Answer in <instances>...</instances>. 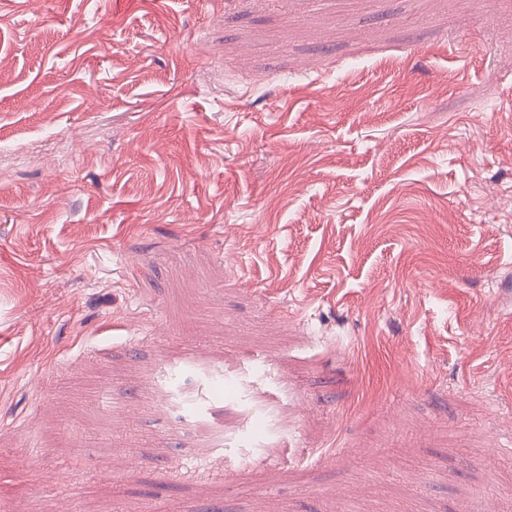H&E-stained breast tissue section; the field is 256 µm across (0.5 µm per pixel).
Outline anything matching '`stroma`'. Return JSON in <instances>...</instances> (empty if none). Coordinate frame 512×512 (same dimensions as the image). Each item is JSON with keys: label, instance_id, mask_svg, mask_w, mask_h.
Returning a JSON list of instances; mask_svg holds the SVG:
<instances>
[{"label": "stroma", "instance_id": "obj_1", "mask_svg": "<svg viewBox=\"0 0 512 512\" xmlns=\"http://www.w3.org/2000/svg\"><path fill=\"white\" fill-rule=\"evenodd\" d=\"M0 162V512H512V0H0ZM224 424H216L210 420L198 421L194 428V440L197 452L201 456L208 455L212 448L224 443Z\"/></svg>", "mask_w": 512, "mask_h": 512}]
</instances>
